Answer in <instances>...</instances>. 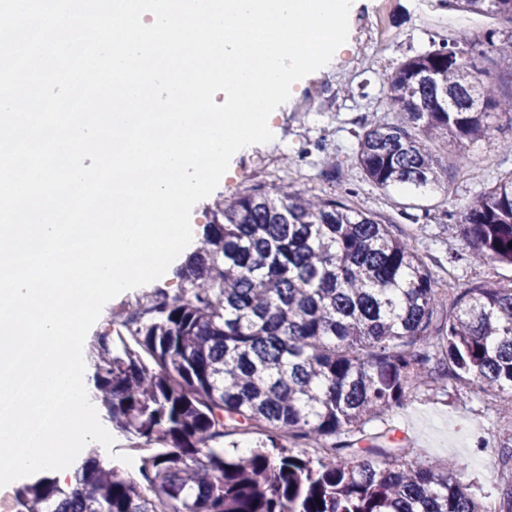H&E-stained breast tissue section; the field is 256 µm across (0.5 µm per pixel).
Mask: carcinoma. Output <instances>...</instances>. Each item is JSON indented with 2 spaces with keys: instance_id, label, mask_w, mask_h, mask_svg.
<instances>
[{
  "instance_id": "cac0c4a2",
  "label": "carcinoma",
  "mask_w": 512,
  "mask_h": 512,
  "mask_svg": "<svg viewBox=\"0 0 512 512\" xmlns=\"http://www.w3.org/2000/svg\"><path fill=\"white\" fill-rule=\"evenodd\" d=\"M448 4L512 19V0ZM486 36L498 80L512 85V41ZM387 99L397 118L365 123L357 153L383 190L444 186L427 142L451 137L448 166L459 167L490 115L512 123V91L454 44L404 60ZM449 219L470 261L512 266V172ZM176 275L183 292L127 304L87 344L106 421L157 448L134 476L94 450L73 485L43 476L17 487V512H481L467 462L400 464L366 426L435 375L495 394L512 416V285L442 293L392 225L286 184L218 205ZM256 431L249 453L225 452L224 437ZM303 444L322 453L296 452Z\"/></svg>"
}]
</instances>
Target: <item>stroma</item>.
I'll return each instance as SVG.
<instances>
[{"label": "stroma", "mask_w": 512, "mask_h": 512, "mask_svg": "<svg viewBox=\"0 0 512 512\" xmlns=\"http://www.w3.org/2000/svg\"><path fill=\"white\" fill-rule=\"evenodd\" d=\"M377 14L391 37L385 45L369 25ZM489 28L503 40L512 35V21L505 17L456 11L440 0H357L337 64L296 85L275 114L273 140L232 157L216 190L194 206L192 224L203 228L219 204L245 188L287 183L307 193L345 197L391 224L425 257L438 282L512 283L511 266L454 261L468 244L447 218L512 171V154L506 150L512 143L511 122L489 117L487 135L468 144L466 163L449 171L444 190L380 189L364 177L356 160L363 123L390 117L387 81L402 61L431 50L433 42H469L472 34ZM370 428L388 431L403 447V460H436L446 468L468 462L464 482L474 498H499L504 476L477 461L496 456L500 445L512 439V424L498 406L485 405L481 393L461 385L424 384Z\"/></svg>", "instance_id": "obj_1"}]
</instances>
